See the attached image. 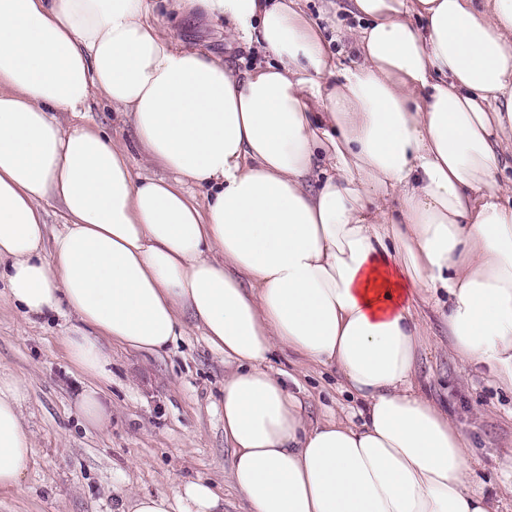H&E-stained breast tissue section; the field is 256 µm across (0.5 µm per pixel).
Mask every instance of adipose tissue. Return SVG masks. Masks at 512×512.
Wrapping results in <instances>:
<instances>
[{"instance_id": "ef3b65f1", "label": "adipose tissue", "mask_w": 512, "mask_h": 512, "mask_svg": "<svg viewBox=\"0 0 512 512\" xmlns=\"http://www.w3.org/2000/svg\"><path fill=\"white\" fill-rule=\"evenodd\" d=\"M264 62L171 36L157 0H0V280L24 318L69 313L68 359L161 355L189 313L224 376L245 512H498L471 443L416 383L436 308L452 348L512 390V0H342L344 65L302 0H166ZM101 97L163 176L99 130ZM62 227L48 233L42 204ZM358 400L311 422L275 349ZM0 370V491L34 458ZM121 512H224L208 479Z\"/></svg>"}]
</instances>
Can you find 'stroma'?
I'll return each mask as SVG.
<instances>
[{"mask_svg":"<svg viewBox=\"0 0 512 512\" xmlns=\"http://www.w3.org/2000/svg\"><path fill=\"white\" fill-rule=\"evenodd\" d=\"M170 32L189 43L205 42L239 70L263 58L256 49L228 47L220 28L199 19L179 22ZM85 120L127 147L134 172L161 175V168L145 162L131 124L111 105L91 101ZM68 325L67 317L54 313L27 321L7 303L0 283V368L24 382V425L35 440L23 484L0 493V512H117L119 490L154 492L170 481L199 476L223 495L227 512H240L228 481L233 450L224 439L220 407L228 366L194 321L184 318L183 336L160 356L113 347L112 382L105 388L112 423L103 432L83 426L76 413L90 379L64 353ZM427 327L419 380L473 440L488 496L499 501L500 512H512V485L504 470L512 457V391L500 387L488 368L466 366L436 316H428ZM299 382L311 419H321L342 399L332 370H306Z\"/></svg>","mask_w":512,"mask_h":512,"instance_id":"35a3bbf8","label":"stroma"}]
</instances>
